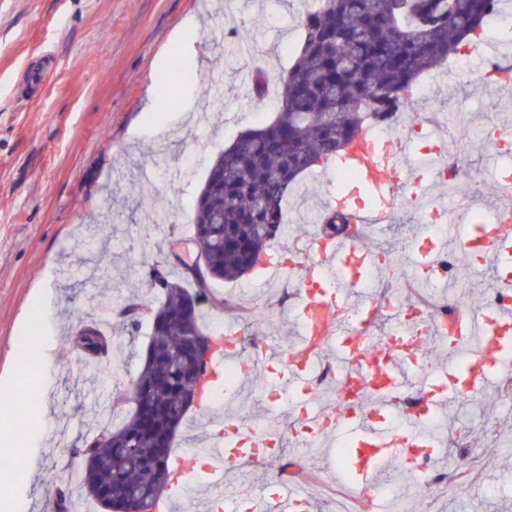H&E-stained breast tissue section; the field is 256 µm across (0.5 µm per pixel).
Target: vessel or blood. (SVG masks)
<instances>
[{
	"mask_svg": "<svg viewBox=\"0 0 512 512\" xmlns=\"http://www.w3.org/2000/svg\"><path fill=\"white\" fill-rule=\"evenodd\" d=\"M491 164L512 153V128L496 127L489 134ZM448 163V147L432 137L424 151L409 141L370 131L359 134L336 167L357 175L359 191L371 204L355 206L346 194L329 195L326 210H350L354 223L378 230L392 223L406 201L424 202L422 223H442L437 235L422 231L409 256V266L423 287L444 290L447 280L438 274L437 258L447 245L462 250L472 264L512 262V179L498 185L500 203L480 224H452L444 207L435 204L432 188L436 175ZM309 260L282 259L279 251L267 254L263 281L287 278L297 285L295 318L298 332L280 359L281 369L272 378L273 400L288 403L298 427L309 440L327 438L345 446L347 462L341 470L361 499H373L379 473L390 459L414 466L432 459L438 439L426 421L444 414L455 399L483 396L492 374L512 371V273L497 274L494 286L507 303L487 309L465 308L445 324L409 320L405 309L395 308L392 334H371L381 311L380 295L368 282L379 264L377 253L350 238H310ZM439 340L448 348L467 346L463 364L422 366L418 355L425 342ZM243 336L225 327L216 338L205 381H219L232 359L240 356ZM331 360L339 382L356 379L359 390L352 402L334 409L320 406L313 394L319 364ZM415 379L420 404L404 413L402 425L390 420L391 410L408 379ZM216 433L191 451L201 464L205 482L218 487L227 474L244 461L269 456L279 441L276 430L216 422ZM312 512L304 487L279 484L269 496L233 492L224 497V512Z\"/></svg>",
	"mask_w": 512,
	"mask_h": 512,
	"instance_id": "1",
	"label": "vessel or blood"
}]
</instances>
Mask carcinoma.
<instances>
[{"instance_id": "cac0c4a2", "label": "carcinoma", "mask_w": 512, "mask_h": 512, "mask_svg": "<svg viewBox=\"0 0 512 512\" xmlns=\"http://www.w3.org/2000/svg\"><path fill=\"white\" fill-rule=\"evenodd\" d=\"M499 11L498 0H322L302 19V37L281 81L275 118L241 132L212 160L190 215L193 240L211 282H234L259 265L286 229L284 206L300 177L336 158L367 122L389 124L413 109L420 75L444 64ZM349 217L329 212L324 234H346ZM161 289L157 311L145 315L126 299L117 325L133 334L150 322L140 370L117 392L112 414L75 452L85 458L81 492L107 512H120L131 489L147 493L153 512L170 483L169 463L190 410L184 394L206 361L187 352L201 325L198 288L150 270ZM85 365L112 368L118 345L112 329L80 337Z\"/></svg>"}]
</instances>
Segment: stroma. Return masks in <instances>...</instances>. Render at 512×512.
Instances as JSON below:
<instances>
[{
	"instance_id": "obj_1",
	"label": "stroma",
	"mask_w": 512,
	"mask_h": 512,
	"mask_svg": "<svg viewBox=\"0 0 512 512\" xmlns=\"http://www.w3.org/2000/svg\"><path fill=\"white\" fill-rule=\"evenodd\" d=\"M311 0H0V421L11 422L17 402L47 392L49 411H37L45 435L29 446L27 429H14L11 453L33 468L23 489L22 512H53L56 487L73 488V508L103 512L77 488L85 467L74 449L91 435L97 417L108 412L111 387L106 374L88 376L72 347L77 327L101 318L104 283L113 303L138 291L149 308L161 297L147 280L149 267L167 262L181 275L198 257L187 222L212 158L243 130L266 124L280 101V80L293 60L301 20ZM201 28L185 47L170 44L188 17ZM262 58L268 97L258 99L242 78L253 58ZM189 72L172 100L153 99V86L171 75V59ZM412 138L424 146L429 133L465 142L459 161L455 201L482 213L496 199L487 166L489 147L479 128L463 130L454 120L461 109L482 111L485 127L512 125V91L481 80L477 62L450 58L422 75ZM163 125L164 134H150ZM483 126V127H484ZM188 171L177 181L176 171ZM484 187L472 195L473 180ZM306 194L286 204L290 232L282 248H304L318 233L310 210L322 195L341 187L331 176L302 179ZM162 198L171 222H153L151 202ZM416 213L403 206L392 224L365 233L363 245L394 244L393 259L407 252L400 243L420 232ZM254 276L221 283L215 290L253 319L230 311L206 310L203 326L220 321L238 326L246 351L261 349L268 359L253 375L245 397L251 421L275 420L283 433L280 451L265 465L246 467L224 479V492L249 481L258 494L273 492L281 464L295 447L291 419L271 408L265 384L279 369V355L295 337L290 302L279 288H258ZM50 292L42 323L29 320L36 286ZM34 341L40 353L36 374L24 375L15 349ZM496 444L487 454L488 444ZM329 440L307 459L316 512H326L325 481L336 467ZM476 465L461 488L437 493L392 475L378 512H512V406L498 385L483 398L453 402L440 431L435 467L441 471Z\"/></svg>"
}]
</instances>
